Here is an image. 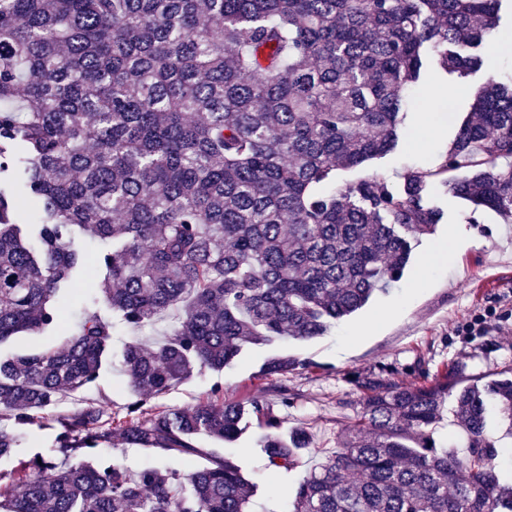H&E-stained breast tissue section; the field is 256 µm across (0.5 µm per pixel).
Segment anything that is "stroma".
Returning a JSON list of instances; mask_svg holds the SVG:
<instances>
[{
    "label": "stroma",
    "mask_w": 512,
    "mask_h": 512,
    "mask_svg": "<svg viewBox=\"0 0 512 512\" xmlns=\"http://www.w3.org/2000/svg\"><path fill=\"white\" fill-rule=\"evenodd\" d=\"M496 41L487 67L463 84L426 74L410 92L406 134L398 146L340 171L337 183L372 176L395 180L409 167L438 168L469 113V89L512 72V21L502 20ZM432 113L445 123L442 134L424 147H414L421 117ZM430 203L444 217L433 234L413 240L411 261L399 282L375 293L362 309L322 336L254 345L222 371L207 370L176 383L148 401L144 415L161 407H194L217 385L226 397L247 402L266 395L274 382L261 373L268 359L286 355L299 360V367L276 381L287 387L290 397L287 409L280 412L282 432L302 427L313 437L299 467L286 473L269 469L257 446L261 431L256 427L233 444L220 446L206 436L196 440L201 448L219 447L260 483L255 512H285L293 488L311 466L335 451L337 435L356 417L361 394L355 375L388 374L414 387L422 383L425 368L449 372L459 381L489 379L512 369V223L492 211L474 210L439 182ZM451 235L457 241L453 253H438V243ZM457 324L464 325V332H454ZM134 399L119 368L106 367L97 386L76 393L72 403L121 417Z\"/></svg>",
    "instance_id": "1"
}]
</instances>
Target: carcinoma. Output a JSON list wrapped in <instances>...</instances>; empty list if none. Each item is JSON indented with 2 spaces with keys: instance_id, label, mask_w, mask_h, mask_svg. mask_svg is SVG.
<instances>
[{
  "instance_id": "cac0c4a2",
  "label": "carcinoma",
  "mask_w": 512,
  "mask_h": 512,
  "mask_svg": "<svg viewBox=\"0 0 512 512\" xmlns=\"http://www.w3.org/2000/svg\"><path fill=\"white\" fill-rule=\"evenodd\" d=\"M503 2L0 0V180L20 178L36 208L19 223L0 186V344L59 326L58 296L89 270L76 237L112 244L97 257L106 312L0 355V459L17 461L0 473V512H250L257 485L192 443L235 441L250 419L269 467L298 466L309 433L282 434L262 397L245 405L216 386L147 419L143 403L251 345L321 336L399 281L411 239L442 219L428 202L437 176L512 220V74L475 89L437 170L336 185L397 146L426 58L454 79L485 67ZM171 315L162 341L122 349L138 397L125 417L55 411L110 363L115 321L142 331ZM298 366L280 356L263 373ZM423 379L355 377L361 411L291 512H512L487 419L494 407L512 430V370ZM450 396L464 452L433 440ZM42 418L57 429L52 455L27 457ZM114 435L154 463H111ZM44 344L45 340L42 336L21 333L2 345L0 351L2 355H6L14 352L36 350L42 348Z\"/></svg>"
}]
</instances>
